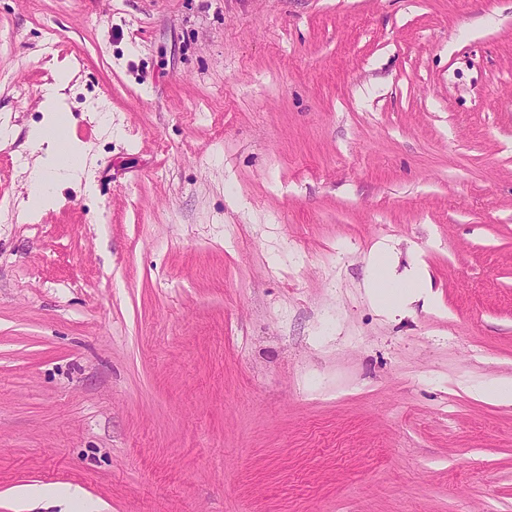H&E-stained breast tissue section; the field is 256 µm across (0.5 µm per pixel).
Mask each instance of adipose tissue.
Here are the masks:
<instances>
[{
    "label": "adipose tissue",
    "mask_w": 512,
    "mask_h": 512,
    "mask_svg": "<svg viewBox=\"0 0 512 512\" xmlns=\"http://www.w3.org/2000/svg\"><path fill=\"white\" fill-rule=\"evenodd\" d=\"M68 86L67 71H60L55 83L43 93V110L47 117L43 125L34 128L30 137L43 147L44 155L30 175L26 206L31 210L53 207L59 196V188L67 182H77L84 172L83 146L62 135L66 124L59 116V105ZM377 262L383 263L384 274L374 282V294L385 306H395L400 301H414L419 297L422 278L419 268L399 273L385 263L384 254H377Z\"/></svg>",
    "instance_id": "adipose-tissue-1"
}]
</instances>
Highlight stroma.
Returning <instances> with one entry per match:
<instances>
[{
  "label": "stroma",
  "mask_w": 512,
  "mask_h": 512,
  "mask_svg": "<svg viewBox=\"0 0 512 512\" xmlns=\"http://www.w3.org/2000/svg\"><path fill=\"white\" fill-rule=\"evenodd\" d=\"M4 125L0 512H512V0H0ZM68 72L60 70L56 82L43 93V112L47 117L43 125L34 128L30 138L41 148L44 156L30 175L26 207L45 210L53 207L59 196V188L67 182H79L84 172V148L61 133L67 118L59 113V105L68 86ZM59 114L62 117L59 119ZM372 288L376 298L385 306L394 307L403 300L412 302L423 288L420 269L415 265L399 274L391 265H385L383 279L374 281Z\"/></svg>",
  "instance_id": "35a3bbf8"
}]
</instances>
